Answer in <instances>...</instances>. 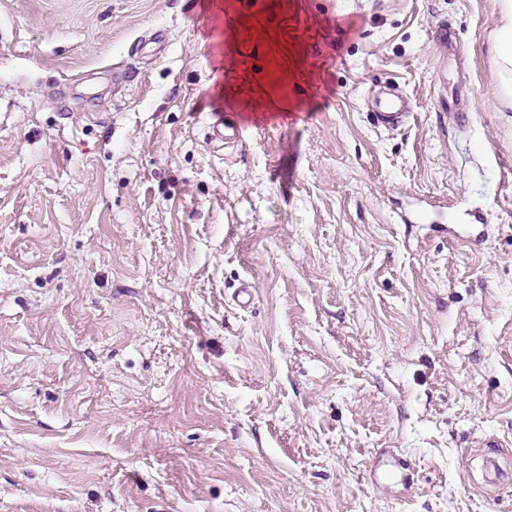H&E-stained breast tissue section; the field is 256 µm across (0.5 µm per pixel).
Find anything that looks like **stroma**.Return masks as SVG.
<instances>
[{
    "label": "stroma",
    "mask_w": 512,
    "mask_h": 512,
    "mask_svg": "<svg viewBox=\"0 0 512 512\" xmlns=\"http://www.w3.org/2000/svg\"><path fill=\"white\" fill-rule=\"evenodd\" d=\"M197 2L0 0V512H512L498 0ZM378 112H374L377 125L386 129H397L410 117L412 112H406L408 104L395 96L380 97L376 101Z\"/></svg>",
    "instance_id": "obj_1"
}]
</instances>
